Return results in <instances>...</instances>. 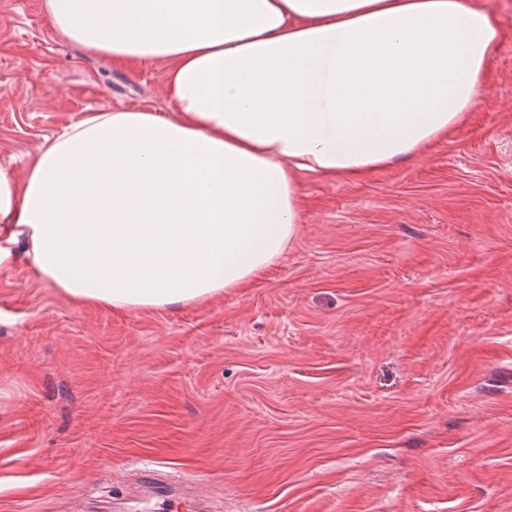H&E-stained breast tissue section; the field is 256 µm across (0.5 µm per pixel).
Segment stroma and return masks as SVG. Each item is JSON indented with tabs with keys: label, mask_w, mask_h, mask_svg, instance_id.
<instances>
[{
	"label": "stroma",
	"mask_w": 512,
	"mask_h": 512,
	"mask_svg": "<svg viewBox=\"0 0 512 512\" xmlns=\"http://www.w3.org/2000/svg\"><path fill=\"white\" fill-rule=\"evenodd\" d=\"M0 0V166L95 109L166 111ZM466 125L361 180L297 176L302 224L244 288L77 304L0 264V512L120 499L152 461L209 512H512V0Z\"/></svg>",
	"instance_id": "1"
}]
</instances>
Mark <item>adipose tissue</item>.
Wrapping results in <instances>:
<instances>
[{"label":"adipose tissue","instance_id":"ef3b65f1","mask_svg":"<svg viewBox=\"0 0 512 512\" xmlns=\"http://www.w3.org/2000/svg\"><path fill=\"white\" fill-rule=\"evenodd\" d=\"M55 28L166 67L169 113L85 112L0 167V263L67 298L198 303L258 280L301 222L299 172L355 178L467 121L500 41L475 0H43Z\"/></svg>","mask_w":512,"mask_h":512}]
</instances>
